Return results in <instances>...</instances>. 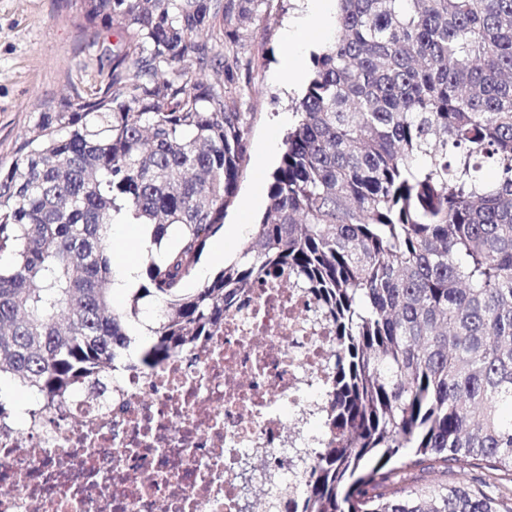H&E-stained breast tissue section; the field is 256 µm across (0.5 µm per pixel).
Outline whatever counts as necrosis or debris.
Returning <instances> with one entry per match:
<instances>
[{
  "label": "necrosis or debris",
  "mask_w": 512,
  "mask_h": 512,
  "mask_svg": "<svg viewBox=\"0 0 512 512\" xmlns=\"http://www.w3.org/2000/svg\"><path fill=\"white\" fill-rule=\"evenodd\" d=\"M307 289L257 283L185 354L77 388L61 418L0 420V512H277L301 492L296 422L332 388Z\"/></svg>",
  "instance_id": "necrosis-or-debris-1"
}]
</instances>
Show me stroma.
<instances>
[{
  "instance_id": "obj_1",
  "label": "stroma",
  "mask_w": 512,
  "mask_h": 512,
  "mask_svg": "<svg viewBox=\"0 0 512 512\" xmlns=\"http://www.w3.org/2000/svg\"><path fill=\"white\" fill-rule=\"evenodd\" d=\"M302 0H263L249 30L228 26L224 84L236 91L248 116L245 159L225 224L248 215L258 224L268 204L271 175L280 154L258 156L267 142L283 146L295 125L294 106L306 85L276 78L288 51L287 26ZM74 0H0V165L9 166L13 151L38 116L41 104L58 101L69 84L95 78L117 43L106 33L99 40L80 37L71 19Z\"/></svg>"
}]
</instances>
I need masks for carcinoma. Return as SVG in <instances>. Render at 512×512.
Listing matches in <instances>:
<instances>
[{"instance_id":"obj_1","label":"carcinoma","mask_w":512,"mask_h":512,"mask_svg":"<svg viewBox=\"0 0 512 512\" xmlns=\"http://www.w3.org/2000/svg\"><path fill=\"white\" fill-rule=\"evenodd\" d=\"M259 2L75 0L74 25L120 48L0 169V381L54 419L72 387L186 352L286 268L336 326L325 439L296 449L303 512H512L489 481L399 480L512 473V0H337L266 212L189 291L245 154L216 46ZM114 224L151 227L121 310ZM145 301L157 322L124 362Z\"/></svg>"}]
</instances>
